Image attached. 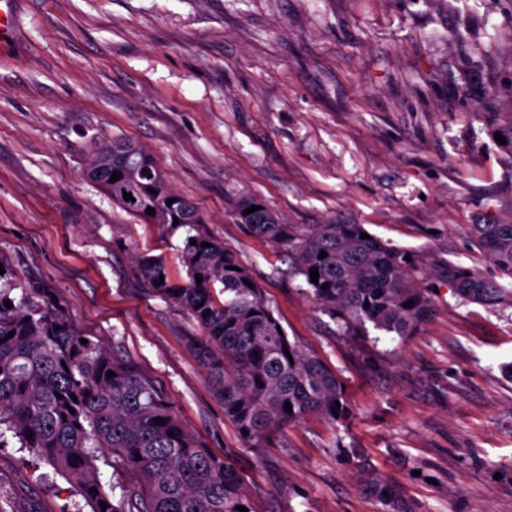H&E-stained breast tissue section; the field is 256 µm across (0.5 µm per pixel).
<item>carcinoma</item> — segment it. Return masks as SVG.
<instances>
[{
	"mask_svg": "<svg viewBox=\"0 0 512 512\" xmlns=\"http://www.w3.org/2000/svg\"><path fill=\"white\" fill-rule=\"evenodd\" d=\"M494 132L512 155L511 112L499 113ZM85 168L94 170L93 183L113 203L179 236L177 258L185 276L173 273L162 255H138L136 268L157 296L181 307L201 328L202 335L190 341L208 362L224 417L248 446H259L270 430L310 414L331 420L345 414L336 373L277 329L280 322L249 268L200 229L199 207L173 190L148 151L115 138L88 153ZM115 172L120 178L112 182ZM125 192L132 199L123 198ZM252 206L258 210L244 214ZM150 207L152 215L146 213ZM235 220L287 252L291 271L346 332L366 333L371 327L408 336L433 310L416 277L418 256L373 234L360 238L367 232L362 224H286L266 202L251 197L241 201ZM469 235L487 260L512 278V221L471 224ZM314 268L316 283L310 278ZM448 285L465 302L512 307V288L451 263ZM12 291L9 282L0 289V446L9 436L17 439L71 481L92 512H239V506L252 512L235 466L195 439L151 376L76 331L45 301L42 289H21L20 299L7 308ZM411 300L414 305L406 307ZM82 338L88 343H80ZM110 370L115 375L107 376ZM158 417L165 423L157 424ZM100 453L112 461L116 496L99 479Z\"/></svg>",
	"mask_w": 512,
	"mask_h": 512,
	"instance_id": "obj_1",
	"label": "carcinoma"
}]
</instances>
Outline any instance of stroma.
<instances>
[{
	"instance_id": "1",
	"label": "stroma",
	"mask_w": 512,
	"mask_h": 512,
	"mask_svg": "<svg viewBox=\"0 0 512 512\" xmlns=\"http://www.w3.org/2000/svg\"><path fill=\"white\" fill-rule=\"evenodd\" d=\"M512 0H18L0 41V266L81 333L153 376L182 424L229 456L254 512H512V307L454 295L449 265L512 287L468 227L512 220ZM149 153L236 251L290 341L342 380L244 447L184 310L139 276L176 241L87 181L95 143ZM361 224L413 251L433 314L411 336L343 332L283 251L234 219ZM12 512H91L74 485L0 448Z\"/></svg>"
}]
</instances>
